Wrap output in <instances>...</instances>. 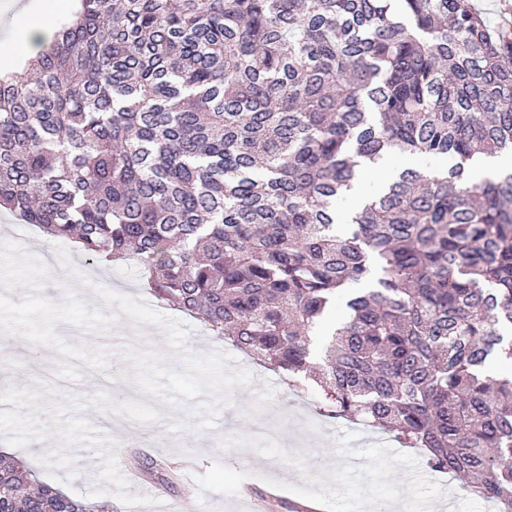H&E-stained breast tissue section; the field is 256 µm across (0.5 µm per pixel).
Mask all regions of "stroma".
<instances>
[{"mask_svg":"<svg viewBox=\"0 0 512 512\" xmlns=\"http://www.w3.org/2000/svg\"><path fill=\"white\" fill-rule=\"evenodd\" d=\"M16 242L42 257L47 299L74 294L93 309L113 314L94 292L150 299L136 262L109 266L84 259L71 245L43 235L0 210V243ZM187 329L183 352L171 350L152 325L118 318L106 329L68 323L56 331L69 343L109 357L100 367L77 363L75 379L60 378L63 358L49 347L0 336V441L33 474L88 504L112 512H159V501L185 512H247L242 488L271 495L272 512H290L293 500H314L319 512H370L369 503L413 502L416 512H501L477 496L466 478L429 467L422 449L392 434L369 431L324 415L321 388L293 386L288 375L256 364L199 321L161 306ZM154 348L161 366L180 370L184 355H220L228 370L253 373L251 385L211 392L186 405L168 404L133 382L135 361L125 347ZM190 461L192 496L180 486L148 498L131 487L134 460Z\"/></svg>","mask_w":512,"mask_h":512,"instance_id":"1","label":"stroma"}]
</instances>
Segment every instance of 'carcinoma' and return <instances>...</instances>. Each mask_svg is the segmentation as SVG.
<instances>
[{
	"label": "carcinoma",
	"mask_w": 512,
	"mask_h": 512,
	"mask_svg": "<svg viewBox=\"0 0 512 512\" xmlns=\"http://www.w3.org/2000/svg\"><path fill=\"white\" fill-rule=\"evenodd\" d=\"M81 0L0 78V207L512 512V29L469 0ZM400 170L344 217L357 159ZM341 297V318L328 322ZM174 479L165 461L146 471ZM0 512H90L0 454ZM469 175L475 182L496 179L512 173V151L503 150L494 156L468 167Z\"/></svg>",
	"instance_id": "carcinoma-1"
}]
</instances>
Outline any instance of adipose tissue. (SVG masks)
<instances>
[{"instance_id": "adipose-tissue-1", "label": "adipose tissue", "mask_w": 512, "mask_h": 512, "mask_svg": "<svg viewBox=\"0 0 512 512\" xmlns=\"http://www.w3.org/2000/svg\"><path fill=\"white\" fill-rule=\"evenodd\" d=\"M78 0H38L33 10L10 4L0 14V23L18 28L23 33L20 51L35 56L48 44L53 35V22L60 15H74Z\"/></svg>"}]
</instances>
